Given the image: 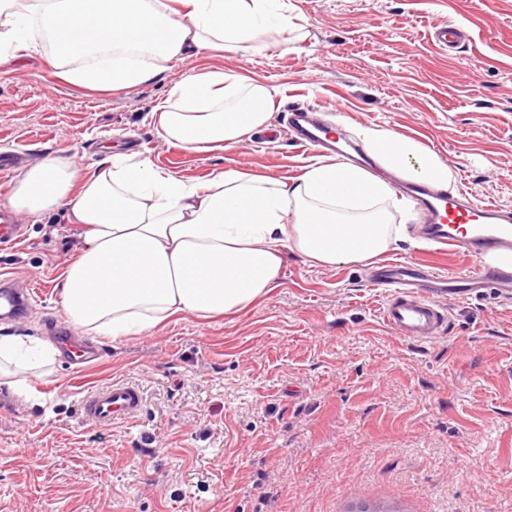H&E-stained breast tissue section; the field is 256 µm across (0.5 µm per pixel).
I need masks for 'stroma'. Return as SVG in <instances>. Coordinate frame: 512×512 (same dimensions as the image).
Here are the masks:
<instances>
[{"label": "stroma", "mask_w": 512, "mask_h": 512, "mask_svg": "<svg viewBox=\"0 0 512 512\" xmlns=\"http://www.w3.org/2000/svg\"><path fill=\"white\" fill-rule=\"evenodd\" d=\"M290 2L306 39L273 31L259 52L163 61L122 91L69 83L37 36L0 70V153L88 170L105 146L135 142L192 181L221 167L294 180L315 152L284 128L309 108L355 145L371 124L411 138L453 170V190L512 208V0ZM448 21L467 38L446 49L432 31ZM193 68L276 86L270 127L226 152L165 142L150 114ZM410 209L390 210L408 239L387 259L467 272L470 260L418 236ZM25 229L0 246V274L35 300L0 335L63 319L59 277L81 247L61 209ZM365 270L292 256L279 287L240 312L100 338V365L80 373L55 358L49 373H23L21 397L0 386V512H512V300L450 301L449 334L403 340ZM115 381L139 386V416L86 424L82 398Z\"/></svg>", "instance_id": "obj_1"}]
</instances>
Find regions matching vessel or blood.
<instances>
[{"instance_id": "b4317fda", "label": "vessel or blood", "mask_w": 512, "mask_h": 512, "mask_svg": "<svg viewBox=\"0 0 512 512\" xmlns=\"http://www.w3.org/2000/svg\"><path fill=\"white\" fill-rule=\"evenodd\" d=\"M288 126L296 142L319 151L331 150L339 139L335 126L312 111L289 112ZM400 189L420 214L422 236L448 246L472 260L474 266L460 276L441 273L414 260L387 261L371 270V285L387 291L383 321L398 337L427 342L445 335L451 325L446 298L491 292L498 298L512 299V273L485 263L490 253L512 250V212L492 203H474L463 192L451 196L423 183L404 182ZM32 295V289L20 287L15 279H0V320H22ZM46 327L62 358L75 369L85 371L102 360V348L73 327L53 318L47 320ZM141 403L137 387L117 381L83 400L82 414L91 425L108 426L134 418Z\"/></svg>"}]
</instances>
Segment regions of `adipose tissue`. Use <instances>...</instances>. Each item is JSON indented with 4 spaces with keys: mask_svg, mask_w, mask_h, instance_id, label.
Instances as JSON below:
<instances>
[{
    "mask_svg": "<svg viewBox=\"0 0 512 512\" xmlns=\"http://www.w3.org/2000/svg\"><path fill=\"white\" fill-rule=\"evenodd\" d=\"M288 0H0V66L47 34L64 78L124 90L157 75V61L259 49L293 28ZM276 92L259 80L193 71L153 114L159 135L191 152L230 150L268 126ZM362 135L384 176L315 162L288 183L234 168L203 182L161 171L150 158L108 152L82 173L47 158L23 171L12 214L64 209L83 247L62 274L61 305L85 333L120 339L187 313L238 311L280 283L289 253L312 266L364 263L401 239L385 206L389 176L448 188L454 174L432 150L376 125ZM44 363L34 336H0V385L15 359Z\"/></svg>",
    "mask_w": 512,
    "mask_h": 512,
    "instance_id": "1",
    "label": "adipose tissue"
}]
</instances>
